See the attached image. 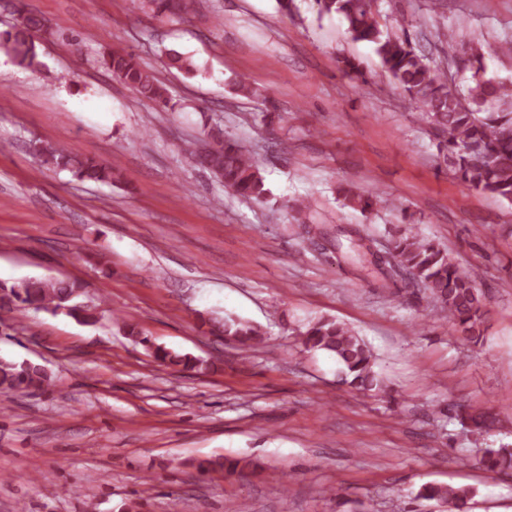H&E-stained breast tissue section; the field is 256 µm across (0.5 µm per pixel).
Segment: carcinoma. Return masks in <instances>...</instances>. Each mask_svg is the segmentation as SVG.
Masks as SVG:
<instances>
[{
	"mask_svg": "<svg viewBox=\"0 0 512 512\" xmlns=\"http://www.w3.org/2000/svg\"><path fill=\"white\" fill-rule=\"evenodd\" d=\"M313 6L320 16L340 17L352 40L374 47L382 67L435 131L439 153L457 178L475 191L512 202V81L485 77L484 56L476 43L459 45L463 68L472 73V84L464 94L448 76L439 73L426 55L416 50L406 33L405 17H400L395 28L381 23L377 0H313ZM48 28L46 19L27 10L25 0H18V20L0 32V48L19 65L36 67L40 64L37 38L47 33ZM102 65L142 97L171 111L176 108L177 103L172 101L165 86L133 54L114 50L103 58ZM166 65L192 76L197 71L192 58L177 51L167 54ZM34 144L38 145L36 151L44 165L69 168L81 180L112 181V164L48 141L39 139ZM189 154L195 165L208 170L225 188L255 202L267 200L268 191L257 162L241 143L224 138L219 125L208 127L204 131L203 147L193 148ZM343 192L348 204L363 213L375 205H391L387 195L380 191L365 195L345 188ZM357 251L363 268L375 274L377 287L389 289L399 280H410L423 288L464 340L473 345L483 343L486 303L483 291L477 286L478 275L461 270L447 250L418 234L404 233L392 239L389 257L384 262L375 258L371 246L361 238ZM80 292L78 283L65 280L0 283V313L31 308L94 323L100 306L77 301ZM208 323L211 333L224 336L244 351L265 340L259 326L230 315L210 318ZM123 329L144 343L149 355L161 366L176 365L199 373L214 368V364L205 360L150 342L135 324L125 322ZM300 336L304 350L336 358L343 383L359 391L382 389L371 350L347 325L320 318L311 322ZM51 382L50 374L39 364L0 358L1 393L40 392ZM459 417L476 430L487 429L492 424L489 415L472 413L464 406ZM482 465L490 473L512 470V449H485ZM247 467L246 463L242 465L238 460L222 457L197 464L201 472L240 475ZM472 496L469 488L435 484L422 486L417 494L419 498L446 504L448 512H467Z\"/></svg>",
	"mask_w": 512,
	"mask_h": 512,
	"instance_id": "obj_1",
	"label": "carcinoma"
}]
</instances>
